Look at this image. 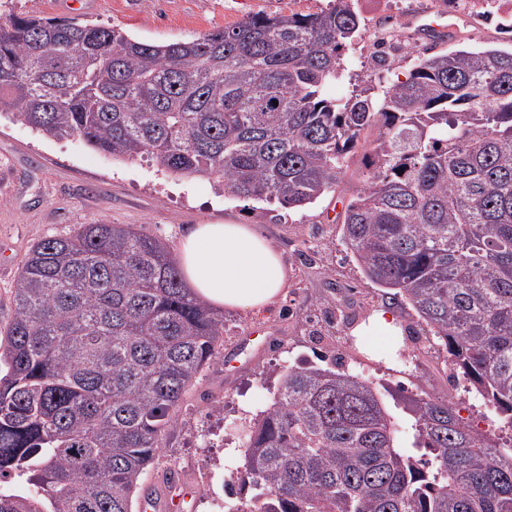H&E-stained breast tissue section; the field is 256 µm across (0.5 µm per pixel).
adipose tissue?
<instances>
[{"mask_svg":"<svg viewBox=\"0 0 512 512\" xmlns=\"http://www.w3.org/2000/svg\"><path fill=\"white\" fill-rule=\"evenodd\" d=\"M177 264L192 294L218 310H261L282 296L288 269L280 253L252 225H192L180 238ZM356 346L368 356L404 342L402 330L386 310L376 311L353 330Z\"/></svg>","mask_w":512,"mask_h":512,"instance_id":"adipose-tissue-1","label":"adipose tissue"}]
</instances>
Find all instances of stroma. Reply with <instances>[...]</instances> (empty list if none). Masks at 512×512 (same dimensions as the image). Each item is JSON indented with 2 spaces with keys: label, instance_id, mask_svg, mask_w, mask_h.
<instances>
[{
  "label": "stroma",
  "instance_id": "obj_1",
  "mask_svg": "<svg viewBox=\"0 0 512 512\" xmlns=\"http://www.w3.org/2000/svg\"><path fill=\"white\" fill-rule=\"evenodd\" d=\"M332 0H0V22L10 17L77 19L122 29L151 43L202 36L254 15L317 13ZM447 10L448 0H356L364 28L348 46L343 79L328 84L329 98L409 73L427 37L405 24L407 13ZM449 50L512 47L493 24L465 32L449 18ZM360 158L351 156L336 191L304 208L243 202L225 195L205 177L158 172L143 160L104 155L73 139L39 135L0 118V327L13 316L11 290L29 250L41 239L68 235L77 224H130L140 233L177 247L184 228L204 222L251 224L283 255L288 286L278 302L258 312L224 314L221 356L189 389L175 426L147 483L175 467L188 473L193 491L187 512H224L232 486L230 466L242 465L236 426L272 402L289 367L336 356L346 370L364 368L395 399L419 392L462 403V417L490 433L494 423L478 403L453 389L444 351L435 343L406 349L385 361L351 344L354 325L377 308L388 309L406 339L423 335L417 317L368 280L343 241L342 203L361 185ZM220 401L221 411L209 408Z\"/></svg>",
  "mask_w": 512,
  "mask_h": 512
}]
</instances>
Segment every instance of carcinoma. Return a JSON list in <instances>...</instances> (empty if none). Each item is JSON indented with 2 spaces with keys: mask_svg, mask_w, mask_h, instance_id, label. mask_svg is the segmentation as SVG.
Masks as SVG:
<instances>
[{
  "mask_svg": "<svg viewBox=\"0 0 512 512\" xmlns=\"http://www.w3.org/2000/svg\"><path fill=\"white\" fill-rule=\"evenodd\" d=\"M360 31L350 0L163 44L14 16L0 24V112L290 208L335 191L361 151L347 249L511 435L480 434L453 398L422 392L409 399L417 457L372 382L334 359L290 367L242 426L224 512H512V457L494 454L512 448V49L438 51L432 33L405 79L329 100ZM12 294L0 512H135L157 490L143 479L184 396L221 350L224 313L192 295L165 242L130 224L41 240Z\"/></svg>",
  "mask_w": 512,
  "mask_h": 512,
  "instance_id": "obj_1",
  "label": "carcinoma"
}]
</instances>
